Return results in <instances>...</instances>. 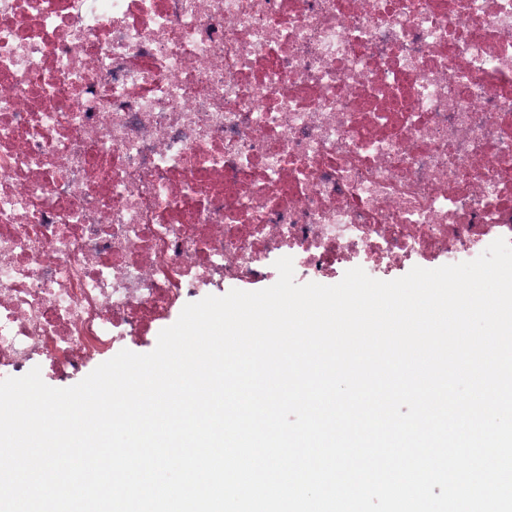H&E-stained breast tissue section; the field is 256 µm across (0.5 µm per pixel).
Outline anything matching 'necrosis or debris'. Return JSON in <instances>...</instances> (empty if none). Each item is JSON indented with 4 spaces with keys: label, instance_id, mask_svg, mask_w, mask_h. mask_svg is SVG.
Returning a JSON list of instances; mask_svg holds the SVG:
<instances>
[{
    "label": "necrosis or debris",
    "instance_id": "obj_1",
    "mask_svg": "<svg viewBox=\"0 0 512 512\" xmlns=\"http://www.w3.org/2000/svg\"><path fill=\"white\" fill-rule=\"evenodd\" d=\"M512 242V0H0V378L274 262Z\"/></svg>",
    "mask_w": 512,
    "mask_h": 512
}]
</instances>
